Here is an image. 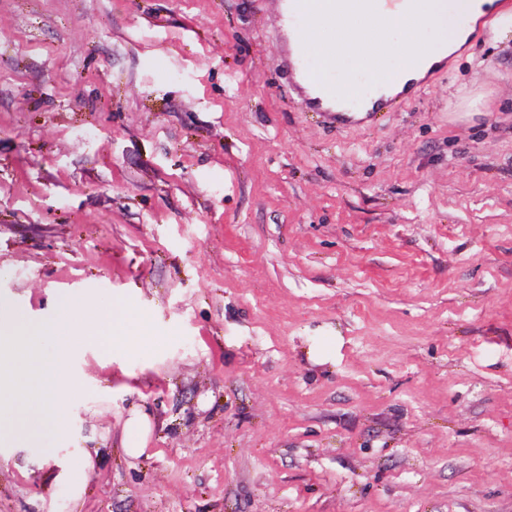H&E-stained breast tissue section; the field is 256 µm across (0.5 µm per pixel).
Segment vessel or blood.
Masks as SVG:
<instances>
[{
  "mask_svg": "<svg viewBox=\"0 0 512 512\" xmlns=\"http://www.w3.org/2000/svg\"><path fill=\"white\" fill-rule=\"evenodd\" d=\"M279 24L283 47V64L300 102L326 122L338 125L364 124L379 113L390 111L397 99L406 98L413 80L399 82L394 93L385 95L372 90L356 99L336 97L328 87L318 84L311 75L309 57L300 42V32L309 19L328 15L327 0H268Z\"/></svg>",
  "mask_w": 512,
  "mask_h": 512,
  "instance_id": "b4317fda",
  "label": "vessel or blood"
}]
</instances>
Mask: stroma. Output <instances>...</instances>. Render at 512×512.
Wrapping results in <instances>:
<instances>
[{"instance_id": "35a3bbf8", "label": "stroma", "mask_w": 512, "mask_h": 512, "mask_svg": "<svg viewBox=\"0 0 512 512\" xmlns=\"http://www.w3.org/2000/svg\"><path fill=\"white\" fill-rule=\"evenodd\" d=\"M72 298L142 329L74 337L0 512H512V37L336 126L268 0H0V305ZM149 430V421L147 416L139 410H133L125 422V441L124 447L126 453L131 457L141 455L145 448V436Z\"/></svg>"}]
</instances>
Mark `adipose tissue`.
Listing matches in <instances>:
<instances>
[{"label":"adipose tissue","mask_w":512,"mask_h":512,"mask_svg":"<svg viewBox=\"0 0 512 512\" xmlns=\"http://www.w3.org/2000/svg\"><path fill=\"white\" fill-rule=\"evenodd\" d=\"M335 28L317 21L306 26L302 45L315 58L316 80L337 96L354 95L359 80L389 85L405 72L421 74L440 61V48L463 41L460 20H488L493 32L512 34V13L496 9L495 0H334ZM438 37L422 45L425 28ZM349 63L341 82H332L335 66Z\"/></svg>","instance_id":"adipose-tissue-1"}]
</instances>
